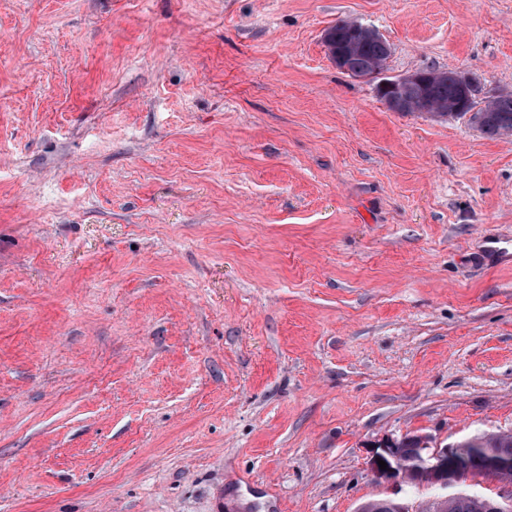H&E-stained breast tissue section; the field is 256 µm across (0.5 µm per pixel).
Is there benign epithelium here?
<instances>
[{
	"mask_svg": "<svg viewBox=\"0 0 512 512\" xmlns=\"http://www.w3.org/2000/svg\"><path fill=\"white\" fill-rule=\"evenodd\" d=\"M355 39L344 49L330 45L329 34L323 35L328 54L336 68L347 69V60L360 47L364 39H379L381 35L373 28L355 23ZM424 75L412 71L396 79H384L378 84V91L385 96V104L393 112H407L411 101L406 97L405 91L410 88H425ZM419 448L417 453L421 462V469L414 475L404 465L401 449L396 447L397 440L387 439L380 443V447L372 452L369 464L373 475L395 487L396 493H402L410 480H415L419 487L428 490L442 491L456 483L463 482V477L455 465L449 462L450 446L432 443L431 438L423 435L417 436ZM387 463L386 469H380L378 461ZM478 499L483 504V512H507L512 508V484L505 482L492 494H481Z\"/></svg>",
	"mask_w": 512,
	"mask_h": 512,
	"instance_id": "benign-epithelium-1",
	"label": "benign epithelium"
}]
</instances>
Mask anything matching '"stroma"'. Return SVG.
Masks as SVG:
<instances>
[{
  "label": "stroma",
  "instance_id": "obj_1",
  "mask_svg": "<svg viewBox=\"0 0 512 512\" xmlns=\"http://www.w3.org/2000/svg\"><path fill=\"white\" fill-rule=\"evenodd\" d=\"M341 18L512 94V0H0V512H356L512 431V135ZM356 38L353 39L344 49L330 45L328 30L323 35L324 43L328 49V54L336 68L340 70L347 69V60L360 47L364 39H381V35L373 28L360 24L354 25ZM389 55L386 52L385 45L376 41H365L358 54L348 60V67L351 71L361 72L374 67L375 65L386 63ZM427 81L426 90L432 105L424 88L426 81L424 75L419 71H412L396 79H383L378 84V91L385 95V104L393 112H408L411 102L405 95V91L410 88H420L422 90L420 100L416 105V111L430 116L441 117V112L446 113V117H460L466 114L469 117L479 115L480 121L475 122L479 130L488 137H497L504 134L505 131L512 130V97L503 99H492L479 110L469 109L467 104L461 103L454 108L464 98L455 79V72L452 70L440 71L433 68L420 70ZM441 108H446L444 110ZM458 112H451L452 109ZM484 108H489V112ZM484 109V110H482ZM449 111V112H448ZM473 122V121H472ZM473 122V123H474Z\"/></svg>",
  "mask_w": 512,
  "mask_h": 512
}]
</instances>
